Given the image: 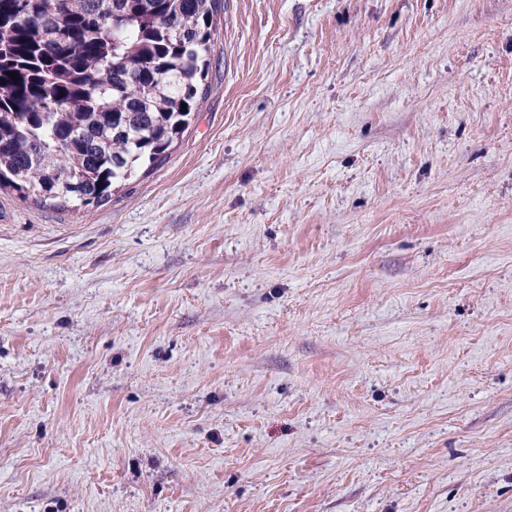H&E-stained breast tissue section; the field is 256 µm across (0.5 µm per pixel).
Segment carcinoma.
Instances as JSON below:
<instances>
[{"label": "carcinoma", "mask_w": 512, "mask_h": 512, "mask_svg": "<svg viewBox=\"0 0 512 512\" xmlns=\"http://www.w3.org/2000/svg\"><path fill=\"white\" fill-rule=\"evenodd\" d=\"M27 2L0 0V190L100 206L188 129L221 0Z\"/></svg>", "instance_id": "cac0c4a2"}]
</instances>
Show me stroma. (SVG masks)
<instances>
[{
  "label": "stroma",
  "mask_w": 512,
  "mask_h": 512,
  "mask_svg": "<svg viewBox=\"0 0 512 512\" xmlns=\"http://www.w3.org/2000/svg\"><path fill=\"white\" fill-rule=\"evenodd\" d=\"M207 83L0 192V512H512V0H224Z\"/></svg>",
  "instance_id": "35a3bbf8"
}]
</instances>
